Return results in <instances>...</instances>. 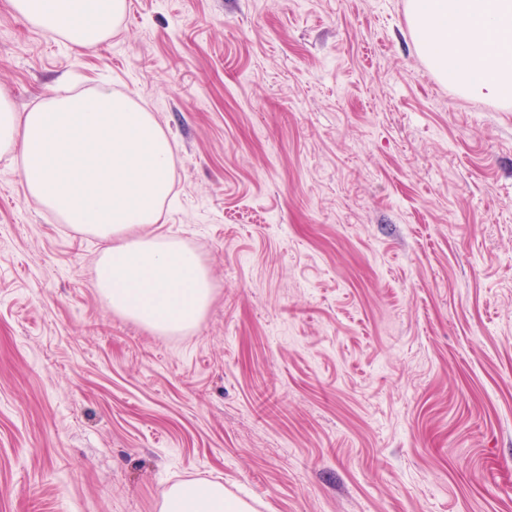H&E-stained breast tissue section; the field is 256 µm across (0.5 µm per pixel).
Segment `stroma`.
<instances>
[{
  "instance_id": "stroma-1",
  "label": "stroma",
  "mask_w": 512,
  "mask_h": 512,
  "mask_svg": "<svg viewBox=\"0 0 512 512\" xmlns=\"http://www.w3.org/2000/svg\"><path fill=\"white\" fill-rule=\"evenodd\" d=\"M92 52L0 0L16 110L105 84L172 135L158 232L213 276L161 335L105 241L0 157V512H512V105L416 50L407 0H128ZM251 506L224 492L219 482L190 481L163 493L161 512H250Z\"/></svg>"
}]
</instances>
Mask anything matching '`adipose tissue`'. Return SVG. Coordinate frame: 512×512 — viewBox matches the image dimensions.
<instances>
[{
	"label": "adipose tissue",
	"instance_id": "ef3b65f1",
	"mask_svg": "<svg viewBox=\"0 0 512 512\" xmlns=\"http://www.w3.org/2000/svg\"><path fill=\"white\" fill-rule=\"evenodd\" d=\"M30 27L78 51L107 42L128 0H10ZM417 51L463 94L512 101V0H408ZM0 155L27 195L75 232L107 241L95 286L112 312L165 334L192 329L213 291L200 254L155 233L174 151L151 113L105 86L26 112L0 97ZM161 512H251L218 482L169 487Z\"/></svg>",
	"mask_w": 512,
	"mask_h": 512
}]
</instances>
